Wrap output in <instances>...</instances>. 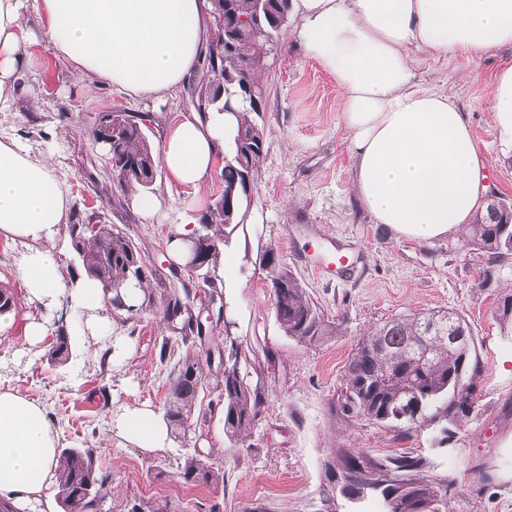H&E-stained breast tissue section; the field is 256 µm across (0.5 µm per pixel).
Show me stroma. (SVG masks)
Returning <instances> with one entry per match:
<instances>
[{
    "instance_id": "35a3bbf8",
    "label": "stroma",
    "mask_w": 512,
    "mask_h": 512,
    "mask_svg": "<svg viewBox=\"0 0 512 512\" xmlns=\"http://www.w3.org/2000/svg\"><path fill=\"white\" fill-rule=\"evenodd\" d=\"M299 25L298 17L289 16L290 35L262 76L268 103L258 122L266 143L242 220L221 240L211 282L186 281L223 304L212 340H231L254 354L245 367L247 380L263 398L244 444L228 441L216 414L193 424L201 447L214 449V462L224 470L223 488L183 483L178 441L148 452L108 431L118 410H163L170 368L160 364L159 346L171 331L161 304L132 320L105 306L126 353L121 363L101 366L100 344L86 332L83 316L66 302L45 315L12 273L15 246L1 242L0 285L13 288L17 308L11 322L0 325V385L46 408L59 448L92 449L111 470V512H127L135 501L163 512H210L214 506L220 512H377L372 500L355 505L331 498L335 478L326 463L340 446L428 456L451 487L450 512H512V334L501 330L495 315L500 298L512 292V255L490 258L458 233L415 241L376 223L352 191L354 147L339 121L341 91L306 55L295 35ZM510 66L512 46L505 45L473 62L421 53L415 71L421 87L455 95L488 159L490 189L512 199V137L495 129L488 115L495 77ZM19 85L12 111L0 112V135L50 161L79 222L99 218L131 238L156 273L153 293L175 283L169 239L179 224L197 225L221 196L223 162H216L198 191L158 171L149 194L159 209L147 218L114 184L107 150L92 131L102 113L147 112L144 132L157 145L175 118L195 115L192 82L162 101L128 99L93 76L75 78L48 50L42 72L23 75ZM339 248L352 256L346 273L317 268L320 257ZM267 252L338 323L336 336L307 346L284 335L262 262ZM439 309L459 312L475 337L480 372L470 414L448 429L429 425L405 439L343 414L346 366L362 334L396 315ZM46 317L51 323L43 341L27 346L26 325ZM61 327L71 350L68 362L57 367L48 352Z\"/></svg>"
}]
</instances>
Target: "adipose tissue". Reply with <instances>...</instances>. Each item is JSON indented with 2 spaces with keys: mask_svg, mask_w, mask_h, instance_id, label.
Instances as JSON below:
<instances>
[{
  "mask_svg": "<svg viewBox=\"0 0 512 512\" xmlns=\"http://www.w3.org/2000/svg\"><path fill=\"white\" fill-rule=\"evenodd\" d=\"M307 55L342 92L339 119L354 146L352 189L377 223L425 241L469 231L488 190V163L455 96L415 81V55L474 61L512 45V0H292ZM38 28H30L26 17ZM210 37L205 0H0V112L21 73L39 74L42 50L134 98L172 96ZM232 117L172 121L158 149L171 180L208 179ZM72 200L48 160L0 138V237L17 243L13 273L30 301L54 311L62 299L87 316L91 335L110 334L106 294L89 277L66 282L54 249ZM110 426L147 451L169 441L151 408L124 409ZM62 469L43 406L0 388V501L30 512Z\"/></svg>",
  "mask_w": 512,
  "mask_h": 512,
  "instance_id": "ef3b65f1",
  "label": "adipose tissue"
}]
</instances>
